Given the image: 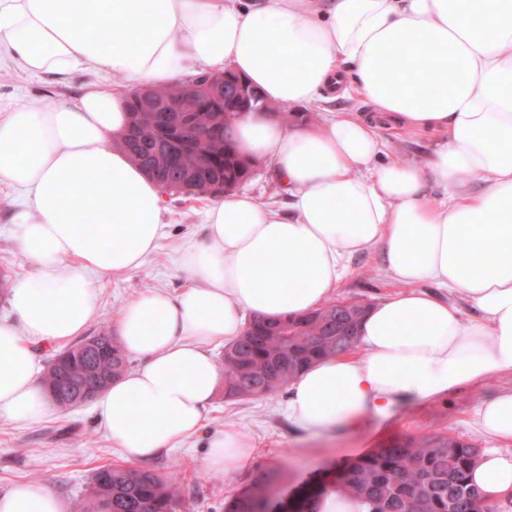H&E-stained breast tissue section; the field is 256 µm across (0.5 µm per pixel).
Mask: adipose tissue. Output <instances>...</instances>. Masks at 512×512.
<instances>
[{"label":"adipose tissue","instance_id":"adipose-tissue-1","mask_svg":"<svg viewBox=\"0 0 512 512\" xmlns=\"http://www.w3.org/2000/svg\"><path fill=\"white\" fill-rule=\"evenodd\" d=\"M227 69L283 107H318L343 86L434 144L419 162L392 155L359 112L327 109L314 127L265 112L238 120L242 153L270 161L287 208L246 191L209 198L202 237L179 247L180 292L123 305L120 345L141 364L94 408L125 457L147 461L198 433L219 383L212 348L236 341L253 315L322 308L372 251L402 288L370 306L354 351L290 381L293 427L357 430L512 376V0H0L1 71L119 79L50 109L0 103V186L23 198L11 233L33 264L0 322V419L48 417L34 343L81 336L100 308L92 280L138 269L167 234L158 184L117 142L128 94ZM472 419L512 442V386L486 395ZM254 453L227 427L211 435L206 466L237 471ZM472 482L487 503L512 498V457L485 450ZM0 512L67 507L21 482L0 495Z\"/></svg>","mask_w":512,"mask_h":512}]
</instances>
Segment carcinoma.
Instances as JSON below:
<instances>
[{
  "instance_id": "carcinoma-1",
  "label": "carcinoma",
  "mask_w": 512,
  "mask_h": 512,
  "mask_svg": "<svg viewBox=\"0 0 512 512\" xmlns=\"http://www.w3.org/2000/svg\"><path fill=\"white\" fill-rule=\"evenodd\" d=\"M209 74L173 85L135 91L128 100L131 122L123 136L127 152L160 186L162 193L217 197L249 180L255 161L242 156L234 129L241 116L231 94L208 96ZM153 111H144L145 106ZM288 123H311L314 112H274ZM369 304L335 301L296 319L256 317L242 336L224 348L226 397L259 399L277 393L320 358L356 348L358 327ZM114 336L100 331L57 353L41 382L53 403L76 407L96 396L128 369ZM479 449L434 433L393 443L348 463L334 483L339 492L362 499L369 512H492L470 483ZM326 486H309L294 499L280 497L275 477L262 472L224 499V512H318ZM181 488L145 468H97L90 501L77 512H179Z\"/></svg>"
}]
</instances>
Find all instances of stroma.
<instances>
[{"label": "stroma", "mask_w": 512, "mask_h": 512, "mask_svg": "<svg viewBox=\"0 0 512 512\" xmlns=\"http://www.w3.org/2000/svg\"><path fill=\"white\" fill-rule=\"evenodd\" d=\"M88 81L111 85L115 79L93 71L75 74L66 81L4 74L0 76V98L20 99L48 109L76 95ZM17 203L16 193L0 186V274L13 281L33 270L31 261L10 237L9 217ZM164 206L168 236L141 268L98 283L100 312L88 327V334L114 329L125 301L141 292H179L183 275L176 268L174 257L183 241L201 235L203 203L196 197L175 195L165 198ZM400 288V283L381 268L376 254L368 253L353 261L335 297L373 304ZM509 383L512 378L494 375L482 384L462 387L441 400L406 406L380 429L349 435L333 433L320 438L305 437L289 424L282 411L285 392L262 399L219 396L210 407L206 427L214 431L229 424L247 433L256 450L250 469L236 473L209 470L205 465L208 444L202 435L159 455L149 466L180 485L181 512H224L225 498L240 489L253 471H277L282 494L293 496L312 478L330 482L337 460L351 448L372 450L424 434L444 433L478 448H495L511 456V443L495 439L477 428L471 419L472 409L483 395ZM122 461L118 448L107 437L97 412L89 404L53 411L45 421L30 426L0 421V494L16 483L37 478L67 503L70 512H75L78 503L88 498L93 471Z\"/></svg>", "instance_id": "35a3bbf8"}]
</instances>
